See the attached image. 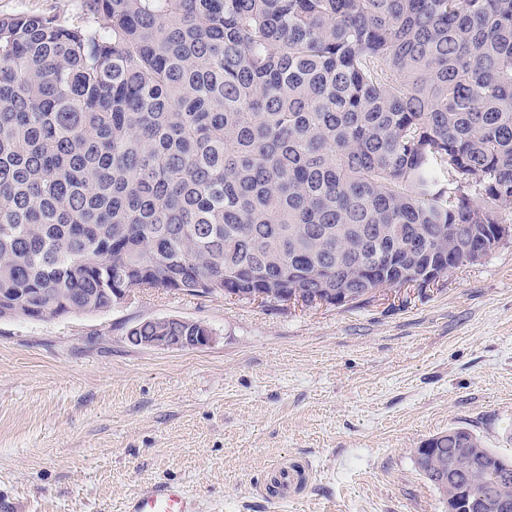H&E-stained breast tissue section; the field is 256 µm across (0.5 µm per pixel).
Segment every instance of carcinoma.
Here are the masks:
<instances>
[{
  "label": "carcinoma",
  "mask_w": 512,
  "mask_h": 512,
  "mask_svg": "<svg viewBox=\"0 0 512 512\" xmlns=\"http://www.w3.org/2000/svg\"><path fill=\"white\" fill-rule=\"evenodd\" d=\"M512 214V0H84L0 15V301L285 289L304 303ZM442 496L512 457L466 428L413 449Z\"/></svg>",
  "instance_id": "1"
}]
</instances>
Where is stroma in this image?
Segmentation results:
<instances>
[{"instance_id":"35a3bbf8","label":"stroma","mask_w":512,"mask_h":512,"mask_svg":"<svg viewBox=\"0 0 512 512\" xmlns=\"http://www.w3.org/2000/svg\"><path fill=\"white\" fill-rule=\"evenodd\" d=\"M82 0H0V14ZM178 317L212 344H131ZM465 427L512 455V242L359 306L144 290L111 311L0 321V512H123L142 486L200 512H447L413 450ZM277 466L302 491L273 496Z\"/></svg>"}]
</instances>
